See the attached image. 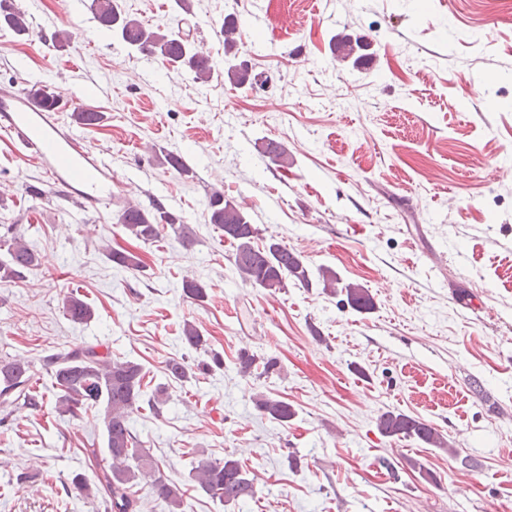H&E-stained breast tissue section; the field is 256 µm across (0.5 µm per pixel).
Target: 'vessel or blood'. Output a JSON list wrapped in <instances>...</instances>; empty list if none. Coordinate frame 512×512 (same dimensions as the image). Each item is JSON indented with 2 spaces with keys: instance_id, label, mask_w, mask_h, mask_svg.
<instances>
[{
  "instance_id": "b4317fda",
  "label": "vessel or blood",
  "mask_w": 512,
  "mask_h": 512,
  "mask_svg": "<svg viewBox=\"0 0 512 512\" xmlns=\"http://www.w3.org/2000/svg\"><path fill=\"white\" fill-rule=\"evenodd\" d=\"M0 132L37 161L49 179L70 198L92 209L112 205L108 162L83 138L23 91L0 88Z\"/></svg>"
}]
</instances>
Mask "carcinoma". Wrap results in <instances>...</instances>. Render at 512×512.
Returning a JSON list of instances; mask_svg holds the SVG:
<instances>
[{
    "label": "carcinoma",
    "mask_w": 512,
    "mask_h": 512,
    "mask_svg": "<svg viewBox=\"0 0 512 512\" xmlns=\"http://www.w3.org/2000/svg\"><path fill=\"white\" fill-rule=\"evenodd\" d=\"M4 2L6 0H0V25L19 36L29 34L31 22L27 14L4 5ZM91 9L106 31L117 35L130 47L156 54L174 69H190L200 83L213 79L214 65L192 48L188 35L154 31L123 13L116 0H92ZM224 75L233 84L250 82L263 85L267 82L262 74H254L245 64L231 59L224 61ZM262 152L273 162H288L285 148L274 140L264 142ZM208 209L209 223L220 230L224 239L234 247V265L243 281L271 292L285 288L288 281L303 287L311 284L312 271L301 256L274 238L258 243L260 229L250 222L239 205L224 198L223 193L216 191L210 195ZM117 223L127 235L145 244L159 241L167 226L178 232L182 243H192L187 225L156 200L148 208L127 203L119 210ZM105 255L118 267L134 269L139 266L135 256L122 250L107 247ZM36 265L37 254L17 236L8 244L6 259L0 260V280L21 279L25 271ZM344 292L350 308L358 312L372 309V299L361 285L349 283ZM64 310L75 323L91 317L88 304L73 293L65 298ZM182 335L191 348H203L202 336L194 324L184 323ZM46 364L53 368L55 385L59 390L60 413L77 418L92 409L103 408L107 464L97 465V481L93 484L84 476L75 475L72 479L74 488L90 500L91 505H102L104 512H136L137 500L133 497L132 488L144 480L156 499L164 502L168 512H182L184 491L160 476L158 463L143 448V441L130 425V415L141 408L144 401L154 415L161 414L163 391L158 390L145 397L142 365L131 360L114 359L111 354L101 353L98 346L88 343L52 354L47 357ZM32 372L33 363L25 357L15 356L0 362L1 408L18 405L31 409L39 407V395L31 383ZM166 372L168 377L179 381L192 377L191 368L182 360L168 362ZM255 404L263 415L278 422H286L295 415L290 404L277 398L263 395L256 399ZM378 428L388 437H416L435 448L448 447L447 441L435 428L402 413H383L378 419ZM190 465L194 481L213 499L227 505L244 503L254 495L252 481L232 457L214 461L193 460Z\"/></svg>",
    "instance_id": "cac0c4a2"
}]
</instances>
